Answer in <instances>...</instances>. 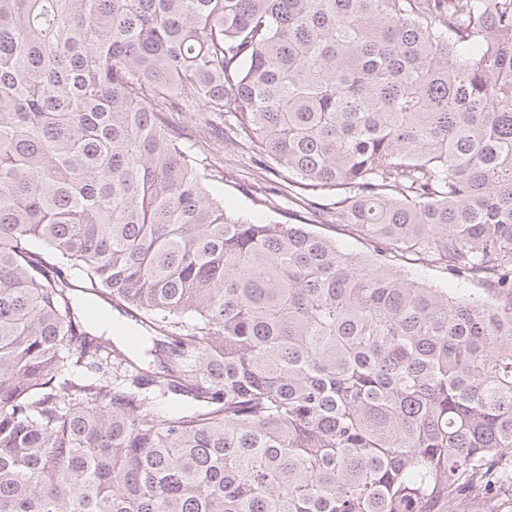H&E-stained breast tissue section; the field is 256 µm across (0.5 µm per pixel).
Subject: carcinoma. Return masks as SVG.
Wrapping results in <instances>:
<instances>
[{
	"label": "carcinoma",
	"mask_w": 512,
	"mask_h": 512,
	"mask_svg": "<svg viewBox=\"0 0 512 512\" xmlns=\"http://www.w3.org/2000/svg\"><path fill=\"white\" fill-rule=\"evenodd\" d=\"M199 105L366 250L226 208ZM506 461L512 0H0V512H451Z\"/></svg>",
	"instance_id": "cac0c4a2"
}]
</instances>
